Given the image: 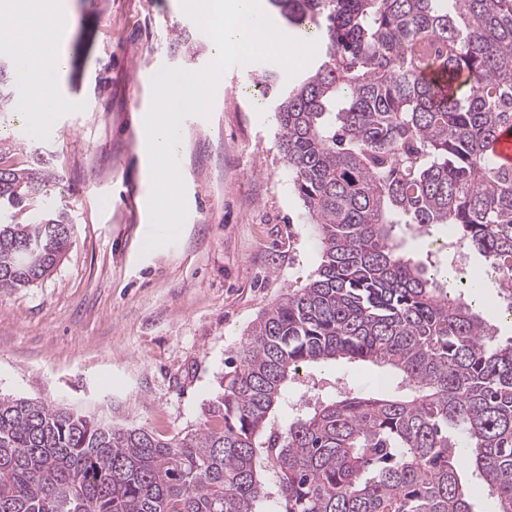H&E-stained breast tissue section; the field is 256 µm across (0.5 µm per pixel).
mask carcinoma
I'll return each mask as SVG.
<instances>
[{"label": "carcinoma", "instance_id": "cac0c4a2", "mask_svg": "<svg viewBox=\"0 0 512 512\" xmlns=\"http://www.w3.org/2000/svg\"><path fill=\"white\" fill-rule=\"evenodd\" d=\"M318 29L321 63L277 92L279 144L321 262L250 325L203 427L164 438L0 396V512H512V338L476 312L488 274L512 317V0H270ZM427 57L448 90L418 72ZM0 289L70 242L46 178L0 171ZM447 230L427 270L397 228ZM487 268L448 281L456 248ZM389 367L396 393L319 396L279 417L301 369Z\"/></svg>", "mask_w": 512, "mask_h": 512}]
</instances>
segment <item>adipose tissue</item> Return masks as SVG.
<instances>
[{
    "label": "adipose tissue",
    "instance_id": "obj_1",
    "mask_svg": "<svg viewBox=\"0 0 512 512\" xmlns=\"http://www.w3.org/2000/svg\"><path fill=\"white\" fill-rule=\"evenodd\" d=\"M0 13L29 18L17 38H0V53L11 55L19 70L33 78L25 116L31 130L38 133L54 120L52 113L42 110L41 100L55 89L68 67L65 52L50 42L69 24V13L57 0H0Z\"/></svg>",
    "mask_w": 512,
    "mask_h": 512
}]
</instances>
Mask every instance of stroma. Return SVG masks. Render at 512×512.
Returning a JSON list of instances; mask_svg holds the SVG:
<instances>
[{"instance_id": "35a3bbf8", "label": "stroma", "mask_w": 512, "mask_h": 512, "mask_svg": "<svg viewBox=\"0 0 512 512\" xmlns=\"http://www.w3.org/2000/svg\"><path fill=\"white\" fill-rule=\"evenodd\" d=\"M69 66L49 100L54 123L0 119V167L45 168L70 246L56 271L0 291V395L44 401L164 437L200 428L251 323L305 285L321 253L279 148L275 97L256 78L283 68L227 70L209 118L182 124L188 217L179 240L150 252L139 123L162 66L196 70L213 42L181 0H61ZM317 393L398 380L370 362L304 370Z\"/></svg>"}]
</instances>
